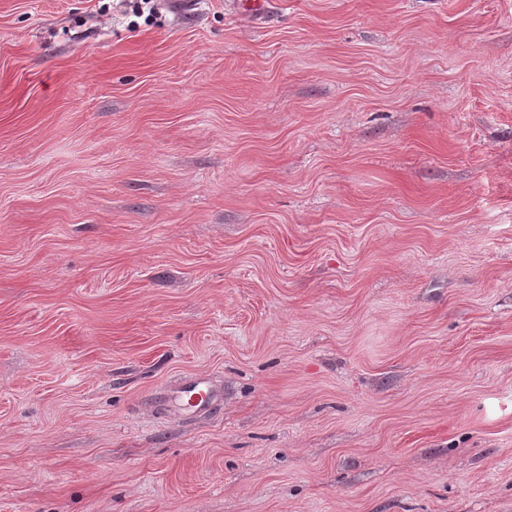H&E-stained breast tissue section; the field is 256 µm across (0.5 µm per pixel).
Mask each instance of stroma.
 <instances>
[{
  "label": "stroma",
  "instance_id": "obj_1",
  "mask_svg": "<svg viewBox=\"0 0 512 512\" xmlns=\"http://www.w3.org/2000/svg\"><path fill=\"white\" fill-rule=\"evenodd\" d=\"M0 512H512V0H0Z\"/></svg>",
  "mask_w": 512,
  "mask_h": 512
}]
</instances>
